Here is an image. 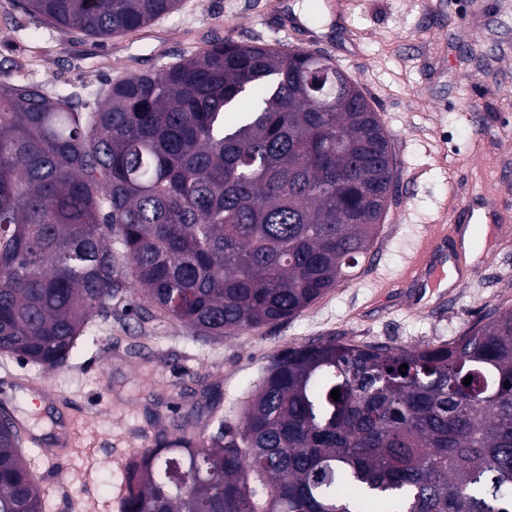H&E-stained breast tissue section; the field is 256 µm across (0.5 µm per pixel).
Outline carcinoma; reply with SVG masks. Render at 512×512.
<instances>
[{"label": "carcinoma", "instance_id": "1", "mask_svg": "<svg viewBox=\"0 0 512 512\" xmlns=\"http://www.w3.org/2000/svg\"><path fill=\"white\" fill-rule=\"evenodd\" d=\"M11 2L76 39L181 5ZM394 187L380 117L320 51L217 39L92 102L0 69V355L66 366L128 275L199 336L286 322L351 280ZM173 427L118 512H512V306L438 346L291 347L237 425ZM22 445L1 414L0 512H44Z\"/></svg>", "mask_w": 512, "mask_h": 512}]
</instances>
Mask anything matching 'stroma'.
<instances>
[{"instance_id":"35a3bbf8","label":"stroma","mask_w":512,"mask_h":512,"mask_svg":"<svg viewBox=\"0 0 512 512\" xmlns=\"http://www.w3.org/2000/svg\"><path fill=\"white\" fill-rule=\"evenodd\" d=\"M217 38L331 55L390 136L398 190L355 278L288 323L201 339L174 321H139L124 293L67 367L0 359V408L32 435L23 455L45 512H118L137 450L179 418L211 433L237 422L271 357L288 347L329 337L440 345L512 305V240L493 234L488 264L441 309L395 282L417 237L460 203L512 211V0H183L142 32L78 41L0 0V66H23L25 78L62 93L95 95L118 73L162 69Z\"/></svg>"}]
</instances>
